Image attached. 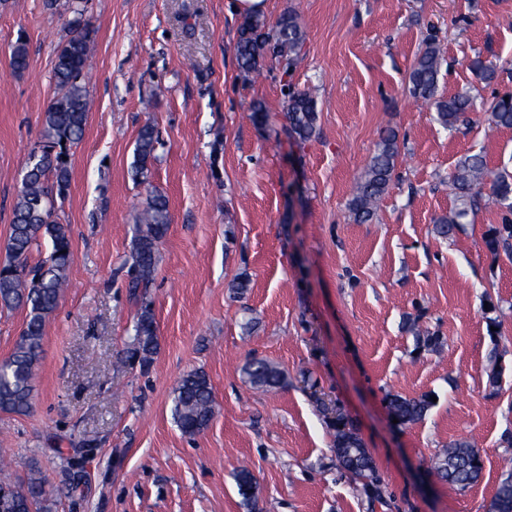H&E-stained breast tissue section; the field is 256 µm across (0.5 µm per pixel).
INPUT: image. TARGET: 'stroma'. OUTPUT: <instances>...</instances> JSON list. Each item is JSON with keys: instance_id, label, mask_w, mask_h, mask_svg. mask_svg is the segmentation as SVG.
<instances>
[{"instance_id": "35a3bbf8", "label": "stroma", "mask_w": 512, "mask_h": 512, "mask_svg": "<svg viewBox=\"0 0 512 512\" xmlns=\"http://www.w3.org/2000/svg\"><path fill=\"white\" fill-rule=\"evenodd\" d=\"M77 8L93 37V108L69 149L58 210L74 257L46 322L32 407L0 411V465L20 483L40 474L52 512H247L243 466L258 484L254 512H489L512 470V258L486 247L506 212L486 185L453 236L434 224L460 206L448 176L462 158L479 153L490 171L512 172V128L487 120L512 93V0H267V27L299 14L304 54L288 70L265 56L256 74L237 61L243 18L229 0H0V259ZM431 37L443 57L439 97L472 101L452 130L409 91ZM20 40L22 72L11 66ZM476 58L492 81L470 70ZM307 88L318 129L299 144L286 109ZM148 123L159 144L140 184L131 164ZM387 129L395 172L359 223L353 187ZM154 189L171 218L146 295L159 346L131 365L137 306L125 261ZM242 274L238 296L229 285ZM412 321L443 337V350L418 348ZM255 356L286 383L253 388L241 368ZM195 369L215 413L190 437L172 409ZM389 394L436 402L400 426ZM339 412L375 460L379 495L336 465ZM452 440L483 454L481 478L464 490L429 473ZM236 484L242 498V505L249 511L252 510L256 503L258 488L257 482L248 468L244 467L237 471Z\"/></svg>"}]
</instances>
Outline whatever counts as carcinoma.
Here are the masks:
<instances>
[{"label": "carcinoma", "instance_id": "cac0c4a2", "mask_svg": "<svg viewBox=\"0 0 512 512\" xmlns=\"http://www.w3.org/2000/svg\"><path fill=\"white\" fill-rule=\"evenodd\" d=\"M72 35L58 49L54 62L56 95L50 100L44 113L41 141L28 154L21 180V188L12 210L10 234L6 244V260L0 263V307L27 308L26 321L11 356L0 363V410L25 414L31 408L36 369L42 356L46 320L58 308L67 270L72 260L69 227L57 221V205L64 202L70 189L68 150L79 142L84 134L87 114L91 103L83 79L91 54V31L76 13L71 22ZM274 42L277 57L293 65L305 42L300 18L294 12L284 14L276 29L265 31V23L255 17L247 20L240 29L235 45L243 71L256 73L266 45ZM441 50L434 41L426 43L416 59L409 76L413 96L435 101L437 119L445 127H454L470 107L468 96L458 94L448 99L436 98ZM13 68L21 72L28 66V52L24 41H18L12 50ZM290 134L300 142L311 139L317 131L318 112L316 100L308 91L290 95L287 106ZM488 121L496 126L512 128V94L499 97L488 112ZM159 135L151 124L138 132L134 150L133 178L139 183L149 181L151 161L155 159ZM399 146L396 134L389 131L382 135L376 150L358 178L349 210L357 222L365 223L373 218L381 197L392 180ZM491 182L500 203L512 212V175L493 173L480 155L461 159L449 177L452 191L465 206L476 205L478 190ZM467 215L462 208L451 215L440 217L435 231L442 237L454 233L456 224ZM170 215L166 199L161 194L146 198L140 217L138 235L131 253L130 287L147 288L153 281L158 243L167 234ZM50 241L49 255L37 267L27 264L31 251ZM488 249L497 254L504 251L512 255V224H503L487 238ZM417 343L430 352L443 347L440 337L422 335L416 324ZM136 347L129 359L142 365L150 362L158 349L157 327L149 305L140 308L135 322ZM243 374L257 389L272 390L284 384L285 376L274 363L254 358L243 366ZM213 392L207 374L192 370L180 380L174 395L173 415L181 432L195 436L204 431L214 416ZM434 402L428 394L406 398L390 394L386 408L391 418L402 426L421 421ZM336 461L340 469L362 483L365 490L377 491L374 482L376 467L362 438L342 415L332 424ZM483 462L481 450L468 441L448 443L442 455L436 457L430 472L442 481L465 489L481 477ZM236 484L242 505L250 510L257 499V482L251 471L244 467L237 471ZM0 512H50L46 505L43 480L32 476L27 483L11 486L0 482ZM491 512H512V471L500 480Z\"/></svg>", "mask_w": 512, "mask_h": 512}]
</instances>
